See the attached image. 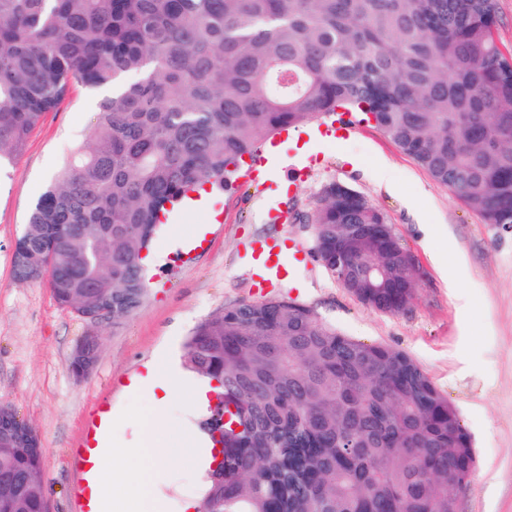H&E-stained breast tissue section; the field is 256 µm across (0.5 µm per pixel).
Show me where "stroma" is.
<instances>
[{
	"instance_id": "1",
	"label": "stroma",
	"mask_w": 512,
	"mask_h": 512,
	"mask_svg": "<svg viewBox=\"0 0 512 512\" xmlns=\"http://www.w3.org/2000/svg\"><path fill=\"white\" fill-rule=\"evenodd\" d=\"M102 97L74 88L0 171V405L14 409L41 441L50 512H77L79 449L91 412L101 408L121 416L112 445L135 447L150 403L130 398L131 378L162 353L182 364L184 341L197 324L225 306L255 301L253 269L243 250L251 238H289L313 248L311 225L270 224L264 214L281 203L310 211L330 182L379 208L414 254L418 278L411 304L398 314L370 309L314 258L301 287L274 288L271 296L312 306L345 335L408 353L458 410L474 440L478 464L459 496L460 512H512V229L483 223L369 123L358 124L347 140L323 145L319 168L282 194L284 168L309 140L304 126L279 140L280 161L268 187L245 181L232 195L213 191L205 208L174 210L160 227L142 305L120 327L98 328L59 305L46 282L16 280L11 255L39 196L85 146ZM382 161L391 168L393 187L373 176ZM202 224L208 227L202 245L184 262L170 263L176 238ZM93 330L100 336L98 361L79 379L70 371V357ZM196 422L177 393L157 429L175 445ZM165 477L168 512L201 497L206 483L191 457L167 460Z\"/></svg>"
}]
</instances>
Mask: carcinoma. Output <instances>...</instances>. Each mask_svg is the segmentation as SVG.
<instances>
[{
	"mask_svg": "<svg viewBox=\"0 0 512 512\" xmlns=\"http://www.w3.org/2000/svg\"><path fill=\"white\" fill-rule=\"evenodd\" d=\"M497 0H0V170L75 85L112 89L89 141L32 209L22 245L50 260L63 306L147 292L143 250L200 184L238 190L245 157L327 116L374 124L485 224H512V53ZM375 287L384 313L415 270L382 212L326 185L302 218ZM189 368L219 383L201 420L224 467L200 512H459L477 454L455 407L406 352L342 334L290 298L198 324ZM43 458L0 447V509L38 512ZM497 7V42L504 52H512V0H497Z\"/></svg>",
	"mask_w": 512,
	"mask_h": 512,
	"instance_id": "carcinoma-1",
	"label": "carcinoma"
}]
</instances>
